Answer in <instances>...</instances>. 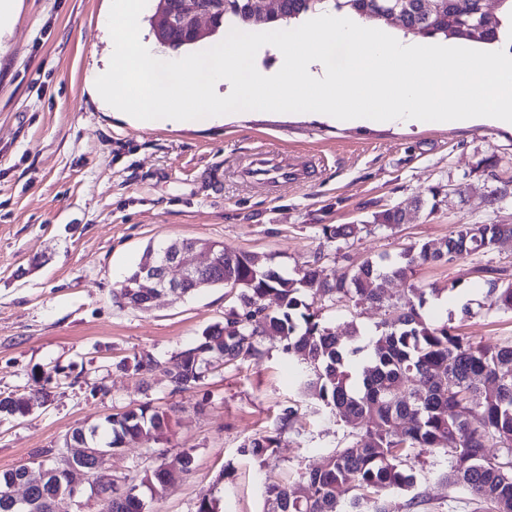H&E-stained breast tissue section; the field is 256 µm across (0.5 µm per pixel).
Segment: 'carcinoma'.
Masks as SVG:
<instances>
[{"mask_svg": "<svg viewBox=\"0 0 512 512\" xmlns=\"http://www.w3.org/2000/svg\"><path fill=\"white\" fill-rule=\"evenodd\" d=\"M191 4L210 15L207 38L258 21L252 0ZM327 5L374 22L392 17L405 34L420 39L491 44L506 24H512V0H498L496 17L485 11L484 0H277L263 23L287 24ZM156 40L187 49L202 38L170 27ZM373 223L403 224L405 212L387 208L374 215ZM359 231L356 224L323 228L331 242ZM503 238H512V224H465L454 227L438 244L424 242L394 257L366 258L342 274L330 275L314 263L295 276L265 264L255 268L251 254L230 252L218 244L217 265L205 273L204 282L209 288L236 290V303L224 313V323L203 330L195 345L184 350L189 354L216 344L198 363L188 359L182 371L170 374L173 392L199 385L208 372L205 360L226 365L256 353L257 337L280 336L286 341L284 350L300 354L307 364L304 392L358 432L345 447L327 454L319 468L300 473L294 483L268 485L267 503L276 504V512H388L385 496L407 492L416 483L403 470V458L423 452L446 457L448 485L469 494L474 512H512V343L488 348L448 321L427 317L429 297L443 289L411 282L419 267L489 252ZM142 265L138 262L114 292L120 306L147 307L144 296L131 288ZM393 280L408 283L406 296L388 294L386 285ZM487 285L498 295L500 308L512 312V280L506 270L496 271ZM310 291L355 308H383L374 337L365 343L356 328L349 336L336 335L324 322L321 308L307 302ZM270 295L277 300L274 309L264 304ZM363 352L367 364L355 376L351 363ZM113 417L104 435L88 436L90 444L123 448L138 440L142 430L160 437L171 424L167 413L148 406ZM273 443L270 436L254 438L243 452L261 458ZM300 485L306 494L298 497L295 490ZM70 496L65 480L51 477L33 489L28 512H56L55 505ZM103 512H142V505L129 495L103 502Z\"/></svg>", "mask_w": 512, "mask_h": 512, "instance_id": "1", "label": "carcinoma"}]
</instances>
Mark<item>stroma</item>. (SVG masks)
<instances>
[{"label":"stroma","instance_id":"obj_1","mask_svg":"<svg viewBox=\"0 0 512 512\" xmlns=\"http://www.w3.org/2000/svg\"><path fill=\"white\" fill-rule=\"evenodd\" d=\"M108 0H17L12 30L0 33V394L46 388L50 402L25 417L0 416V470L31 465L69 432L107 415L150 404L178 406L169 432L117 449L115 480L194 465L146 512H196L201 500L217 512H263L266 480L292 482L344 447L350 426L335 420L298 387L300 363L279 337L257 355L210 370L202 384L172 393L162 369L143 376L134 358L162 363L223 322L235 302L223 288L191 296L164 294L143 310L112 297L150 244L208 240L260 256L295 272L313 261L327 271L439 241L454 224H512V202L493 204L497 180H512V127L484 119L422 130L351 126L299 113L242 111L224 125L138 127L103 111L88 87L109 50L99 28ZM318 160V178L267 190L238 173L258 147ZM495 157L497 180L479 165ZM446 199L423 205L431 188ZM406 210V223L373 226L375 213ZM358 224L335 245L327 225ZM512 272V238L487 253L419 267L417 285L441 287L435 314L487 346L512 342V312L499 310L486 272ZM470 296L462 317L455 297ZM379 306L326 307L338 335L350 324L372 333ZM294 408L292 425L280 418ZM274 437L268 454L243 453L250 440ZM419 512H470L467 494L441 481L445 460L407 459Z\"/></svg>","mask_w":512,"mask_h":512}]
</instances>
